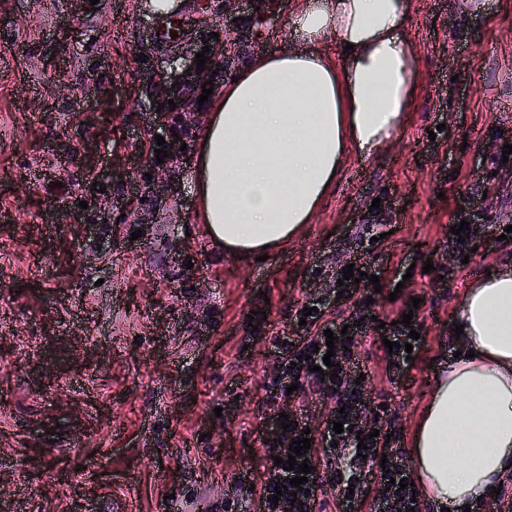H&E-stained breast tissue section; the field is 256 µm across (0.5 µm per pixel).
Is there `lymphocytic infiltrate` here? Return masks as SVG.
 I'll return each instance as SVG.
<instances>
[{
  "label": "lymphocytic infiltrate",
  "instance_id": "lymphocytic-infiltrate-1",
  "mask_svg": "<svg viewBox=\"0 0 512 512\" xmlns=\"http://www.w3.org/2000/svg\"><path fill=\"white\" fill-rule=\"evenodd\" d=\"M307 306L312 315L296 311L282 343L276 344V358L280 365L278 372L263 386V403L278 413H286L290 431H276L275 441L267 442V456L287 457L293 440L301 438L309 426L302 400L318 395L330 400L332 409L324 423L321 435L315 436L306 455L311 466V479L305 482L302 492L291 494L285 486L292 474L280 466H271L270 476L258 489L257 494L264 502L267 512H316L317 488L326 482L339 487L338 506L342 512H356L362 505H369L370 512H411V489L391 484L388 476L401 474L410 478L409 470L401 468L397 459L399 453L387 441L390 426L385 420L376 419L366 402L364 385L358 384L361 373L352 351L336 348L335 360L341 369L334 379H322L315 370L322 364V345L326 343V331L344 332L348 337L362 335L359 314L353 313L345 323L339 324L328 317L329 299L309 298ZM343 423L345 430L335 433L334 423ZM368 434L366 451H358L357 433ZM379 479L387 488L384 498L367 499L366 490L372 479Z\"/></svg>",
  "mask_w": 512,
  "mask_h": 512
}]
</instances>
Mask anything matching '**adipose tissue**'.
<instances>
[{
  "mask_svg": "<svg viewBox=\"0 0 512 512\" xmlns=\"http://www.w3.org/2000/svg\"><path fill=\"white\" fill-rule=\"evenodd\" d=\"M411 0H294L298 47L257 53L224 84L196 144L195 198L211 240L248 259L310 223L348 153L392 139L418 79ZM338 58L323 50L329 41ZM465 352L422 414L413 465L430 499L462 512L512 465V267L467 288Z\"/></svg>",
  "mask_w": 512,
  "mask_h": 512,
  "instance_id": "obj_1",
  "label": "adipose tissue"
}]
</instances>
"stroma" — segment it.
<instances>
[{
	"instance_id": "35a3bbf8",
	"label": "stroma",
	"mask_w": 512,
	"mask_h": 512,
	"mask_svg": "<svg viewBox=\"0 0 512 512\" xmlns=\"http://www.w3.org/2000/svg\"><path fill=\"white\" fill-rule=\"evenodd\" d=\"M224 0H0V512H264L262 385L274 338L355 261L379 273L370 315L411 298L424 338L406 377L379 336L354 355L403 463L441 371L462 347L464 292L512 263V0L461 16L412 0L416 98L394 139L350 157L310 224L266 261L211 243L193 192L206 113L152 112L153 79L224 30ZM292 0H244L214 94L257 52L295 46ZM180 28L162 37L168 22ZM180 155L157 162V137ZM380 212H371L373 199ZM476 251L448 242L467 201ZM431 271H424L425 262ZM454 279H445L448 269ZM264 314L251 329L250 311Z\"/></svg>"
}]
</instances>
